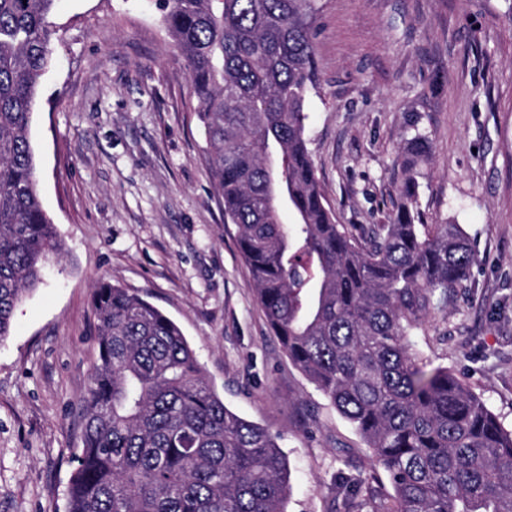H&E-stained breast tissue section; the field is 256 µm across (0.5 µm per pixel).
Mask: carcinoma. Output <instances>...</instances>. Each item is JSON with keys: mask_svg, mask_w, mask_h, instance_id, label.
<instances>
[{"mask_svg": "<svg viewBox=\"0 0 512 512\" xmlns=\"http://www.w3.org/2000/svg\"><path fill=\"white\" fill-rule=\"evenodd\" d=\"M317 0H158L189 72L205 162L289 360L371 449L355 512H512V427L411 336L448 309L474 252L458 224H418L413 177L388 224L336 223L307 146ZM55 0H0V341L62 245L41 204L30 121L55 51ZM409 142L408 170L427 154ZM291 222L284 223L283 213ZM68 512H285L286 455L228 408L180 327L108 281Z\"/></svg>", "mask_w": 512, "mask_h": 512, "instance_id": "obj_1", "label": "carcinoma"}]
</instances>
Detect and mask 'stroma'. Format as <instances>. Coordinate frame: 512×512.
I'll list each match as a JSON object with an SVG mask.
<instances>
[{"label":"stroma","mask_w":512,"mask_h":512,"mask_svg":"<svg viewBox=\"0 0 512 512\" xmlns=\"http://www.w3.org/2000/svg\"><path fill=\"white\" fill-rule=\"evenodd\" d=\"M307 103L337 223H389L416 168L421 221L475 251L446 318L414 338L512 424V0H318ZM31 142L64 243L0 342V512H65L96 359L93 295L117 282L181 327L212 388L278 438L286 512H349L370 450L269 329L203 159L187 69L156 0H57Z\"/></svg>","instance_id":"35a3bbf8"}]
</instances>
